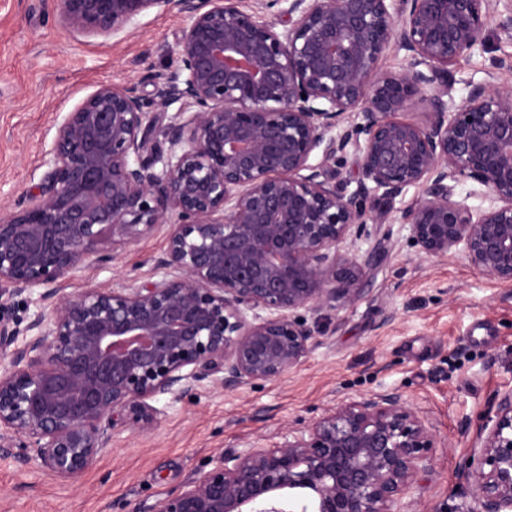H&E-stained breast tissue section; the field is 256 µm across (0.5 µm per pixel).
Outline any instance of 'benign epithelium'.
<instances>
[{
    "instance_id": "benign-epithelium-1",
    "label": "benign epithelium",
    "mask_w": 512,
    "mask_h": 512,
    "mask_svg": "<svg viewBox=\"0 0 512 512\" xmlns=\"http://www.w3.org/2000/svg\"><path fill=\"white\" fill-rule=\"evenodd\" d=\"M58 0L63 23L114 35L142 14L186 18L175 61L101 84L58 122L29 203L0 219V287L39 290L24 327L0 319V453L78 479L113 431L152 430L211 380L282 378L316 346L308 314L354 303L376 251L346 249L400 210L421 255L457 251L512 284V89L451 67L485 45L496 0ZM405 52L398 71L383 55ZM152 86L151 101L140 85ZM179 104V111L167 109ZM418 105L419 119L399 114ZM354 148L357 189L336 164ZM473 180L488 206L454 185ZM170 226L154 279L66 292ZM435 434L397 391L330 407L275 448L224 451L210 470L131 512H407ZM460 470L456 512H512V389L497 395ZM455 198L463 200L472 209L486 207L488 200L484 189L472 181H462L456 185Z\"/></svg>"
}]
</instances>
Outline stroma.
Wrapping results in <instances>:
<instances>
[{"label": "stroma", "instance_id": "stroma-1", "mask_svg": "<svg viewBox=\"0 0 512 512\" xmlns=\"http://www.w3.org/2000/svg\"><path fill=\"white\" fill-rule=\"evenodd\" d=\"M184 26L179 14L151 11L116 36L94 37L65 27L53 0H0V219L39 182L59 117L99 84L168 68ZM495 57L512 58V32L492 22L486 49L453 67L454 103L472 82L512 88V68H492ZM368 230L354 250L380 249L379 262L354 304L324 316L300 367L256 385L205 382L184 401L161 399L165 413L152 431L118 432L74 483L0 455V512H130L210 470L224 449L254 439L276 447L288 427L312 424L345 398L387 390L423 408L436 435L433 465L411 490L409 512L467 501L460 464L496 394L512 388V285L477 272L460 253L418 254L398 219ZM165 245L159 230L110 267L85 261L67 290L145 280L144 258Z\"/></svg>", "mask_w": 512, "mask_h": 512}]
</instances>
